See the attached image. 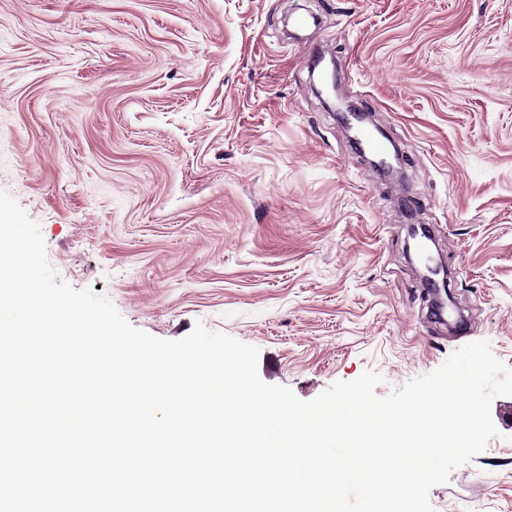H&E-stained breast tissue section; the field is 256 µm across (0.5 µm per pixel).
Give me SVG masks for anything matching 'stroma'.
I'll list each match as a JSON object with an SVG mask.
<instances>
[{"label": "stroma", "mask_w": 512, "mask_h": 512, "mask_svg": "<svg viewBox=\"0 0 512 512\" xmlns=\"http://www.w3.org/2000/svg\"><path fill=\"white\" fill-rule=\"evenodd\" d=\"M325 48L408 159L471 316L434 323L396 189L310 83ZM0 190L51 265L133 327L196 322L308 401L387 396L488 341L512 367V0H0ZM434 512H512V396Z\"/></svg>", "instance_id": "1"}]
</instances>
